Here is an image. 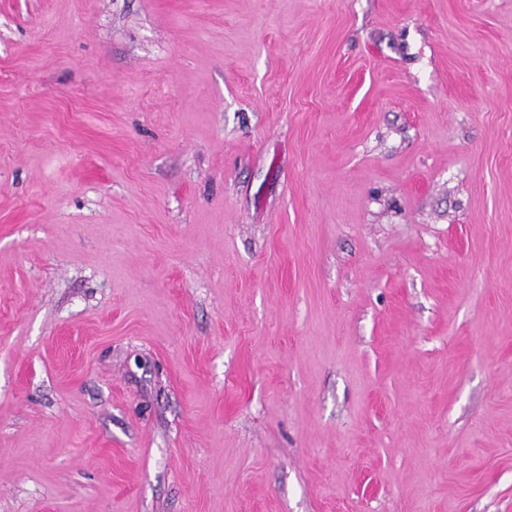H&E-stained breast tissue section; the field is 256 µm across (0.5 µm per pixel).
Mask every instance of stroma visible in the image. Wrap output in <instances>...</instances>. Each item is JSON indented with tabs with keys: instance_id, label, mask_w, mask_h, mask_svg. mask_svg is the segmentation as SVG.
I'll use <instances>...</instances> for the list:
<instances>
[{
	"instance_id": "stroma-1",
	"label": "stroma",
	"mask_w": 512,
	"mask_h": 512,
	"mask_svg": "<svg viewBox=\"0 0 512 512\" xmlns=\"http://www.w3.org/2000/svg\"><path fill=\"white\" fill-rule=\"evenodd\" d=\"M0 512H512V0H0Z\"/></svg>"
}]
</instances>
